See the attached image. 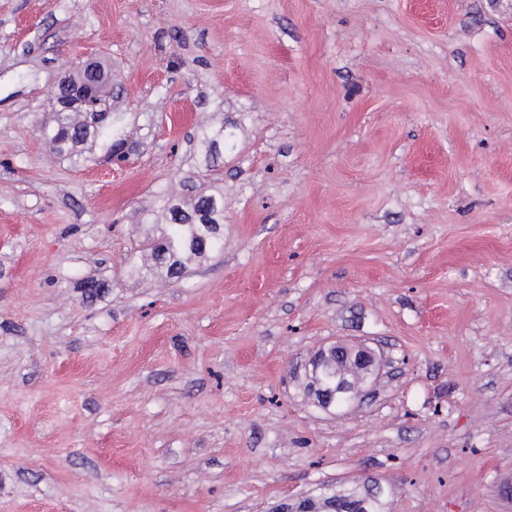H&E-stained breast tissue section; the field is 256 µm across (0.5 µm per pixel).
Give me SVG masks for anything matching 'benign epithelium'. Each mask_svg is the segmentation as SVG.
Listing matches in <instances>:
<instances>
[{
	"label": "benign epithelium",
	"instance_id": "1",
	"mask_svg": "<svg viewBox=\"0 0 512 512\" xmlns=\"http://www.w3.org/2000/svg\"><path fill=\"white\" fill-rule=\"evenodd\" d=\"M82 76L89 80L81 84H72L65 90L54 93V99L61 110L79 107L90 115L91 120L97 119L98 101L114 98L112 88V69L101 61H88L81 65ZM336 366L356 364L365 370L368 379L375 381L381 375L385 363H393L387 359L384 346L372 348L365 343H343L331 345L317 352L309 361V376L312 390L317 394L323 409L329 410L351 394L344 376L336 375V382L322 384L320 374L325 372L331 360Z\"/></svg>",
	"mask_w": 512,
	"mask_h": 512
}]
</instances>
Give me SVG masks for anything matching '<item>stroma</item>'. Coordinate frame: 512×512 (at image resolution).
I'll return each instance as SVG.
<instances>
[{
    "label": "stroma",
    "mask_w": 512,
    "mask_h": 512,
    "mask_svg": "<svg viewBox=\"0 0 512 512\" xmlns=\"http://www.w3.org/2000/svg\"><path fill=\"white\" fill-rule=\"evenodd\" d=\"M91 57L122 160L37 133ZM217 124L223 251L131 273ZM339 340L402 366L328 412L289 363ZM363 478L512 512V0H0V512Z\"/></svg>",
    "instance_id": "obj_1"
}]
</instances>
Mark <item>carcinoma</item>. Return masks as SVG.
Returning <instances> with one entry per match:
<instances>
[{"label": "carcinoma", "mask_w": 512, "mask_h": 512, "mask_svg": "<svg viewBox=\"0 0 512 512\" xmlns=\"http://www.w3.org/2000/svg\"><path fill=\"white\" fill-rule=\"evenodd\" d=\"M98 115V121L91 124L84 112L55 111L50 122L40 127V135L56 154L71 155L89 140L106 142L110 153L117 144L110 140L114 113L109 100H101ZM223 145L222 124L203 131L196 141L197 153L204 163L203 176L214 184L222 181L217 159ZM158 201L168 214L167 224L159 228L158 235L144 237L138 244V251L149 254L154 266L166 271L168 278H174L175 271L184 272L186 260L224 248V195L221 191L177 199L162 192ZM305 512H383V499L379 496L366 500L355 489L335 495L319 494L309 498Z\"/></svg>", "instance_id": "carcinoma-1"}]
</instances>
